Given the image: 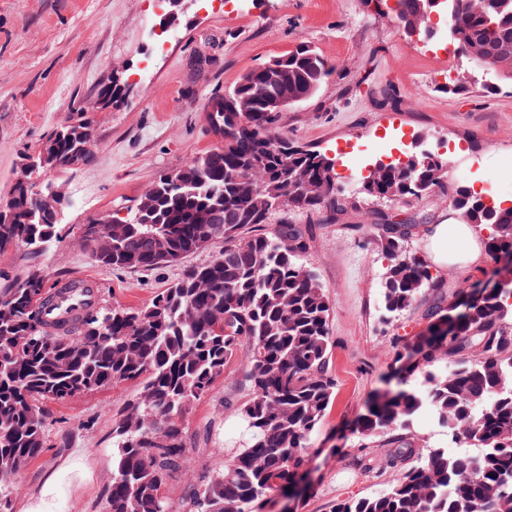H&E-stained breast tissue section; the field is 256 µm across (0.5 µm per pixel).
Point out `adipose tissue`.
I'll list each match as a JSON object with an SVG mask.
<instances>
[{
    "label": "adipose tissue",
    "instance_id": "ef3b65f1",
    "mask_svg": "<svg viewBox=\"0 0 512 512\" xmlns=\"http://www.w3.org/2000/svg\"><path fill=\"white\" fill-rule=\"evenodd\" d=\"M432 263L470 268L488 256L485 237L471 224H436L427 237ZM93 478V465L84 456L73 454L59 461L39 485L20 503L19 512H71V493L86 487Z\"/></svg>",
    "mask_w": 512,
    "mask_h": 512
}]
</instances>
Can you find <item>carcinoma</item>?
<instances>
[{"instance_id": "obj_1", "label": "carcinoma", "mask_w": 512, "mask_h": 512, "mask_svg": "<svg viewBox=\"0 0 512 512\" xmlns=\"http://www.w3.org/2000/svg\"><path fill=\"white\" fill-rule=\"evenodd\" d=\"M425 7L427 0H398L396 14L403 21ZM437 7L456 31L455 42L512 49V0H438ZM284 57V83L308 99L333 69L306 43ZM280 89L257 67L245 73L209 100L210 128H230L218 148L161 174L150 206L130 208L112 226V237L100 236L93 221L83 225L82 245L103 267L182 265L151 302L99 304L73 327L52 330L41 268L0 287V512H12L11 477L46 447L47 401L132 381L140 389L112 427L106 512H265L272 494L301 490L300 475L316 452L311 437L336 396L337 380L331 303L304 264L313 228L293 223L288 212L334 224L355 204L336 190L309 198L295 182L298 174H319L321 151L279 132L281 114L267 111L265 98ZM241 97L253 100V110L239 116L234 105ZM376 103L396 110L401 95L386 87ZM94 130V115L76 113L47 139L39 172L90 162ZM447 174V159L435 167L418 155L407 169L380 174L363 193L405 200L436 185L449 190L463 222L490 229V255L511 269L512 209L486 203ZM25 178L20 173L0 199V252L24 248L34 257L61 241L62 223L39 212ZM247 178L268 191L288 185V199L243 214L238 201ZM415 227L414 219L383 225L378 245L387 264L379 291L395 317L422 294L431 296L414 364L423 387L400 379L359 420L356 465L374 470L371 449L383 447L382 464L397 476L374 494L339 501L333 512H512V286L485 288L477 298L462 286L447 303L426 262L404 249ZM213 247L219 251L209 262L183 263ZM242 346L248 356L235 386L249 397L225 396L224 412L243 423L247 444L224 454L219 467L196 471L175 503L166 485L189 468L185 418L224 378ZM422 413L461 452L413 432Z\"/></svg>"}]
</instances>
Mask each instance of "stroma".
I'll use <instances>...</instances> for the list:
<instances>
[{
    "mask_svg": "<svg viewBox=\"0 0 512 512\" xmlns=\"http://www.w3.org/2000/svg\"><path fill=\"white\" fill-rule=\"evenodd\" d=\"M435 40L400 32L390 6L373 0H0V197L6 196L26 155L95 97L100 85L117 82L129 94L96 113L94 158L67 172L51 173L69 198L61 243L37 257L47 287L89 274L100 283L103 305L148 304L179 272L178 266L129 271L99 266L79 244L80 229L112 212L125 214L160 173L215 149L207 101L223 94L247 70L306 41L334 66L312 99L281 115L280 131L336 159L337 172L355 209L333 224L316 225L305 257L332 305V363L336 396L313 447V486L296 508L273 496L271 512H333L337 501L364 495L394 479L386 469L361 472L353 429L368 402L394 384L396 346L424 332L428 298L400 319L385 322L378 282L385 265L375 244L380 217L426 216L447 223L451 198L407 203L361 192L366 168L376 160L434 150L446 136L450 163L467 162L469 186L487 199L512 198V185L488 187L485 173L512 158V78L476 74L468 93H445L450 72L435 61L445 46L446 23ZM393 85L400 110L378 107L368 86ZM239 351L223 382L197 401L186 431L199 452L195 464L215 465L224 451L243 444L238 419L225 414L224 395L246 361ZM137 391L127 383L63 402H47L51 416L42 455L11 482L12 500L38 484L72 453L95 466L93 480L72 496L73 512H104L112 481V425Z\"/></svg>",
    "mask_w": 512,
    "mask_h": 512,
    "instance_id": "stroma-1",
    "label": "stroma"
}]
</instances>
